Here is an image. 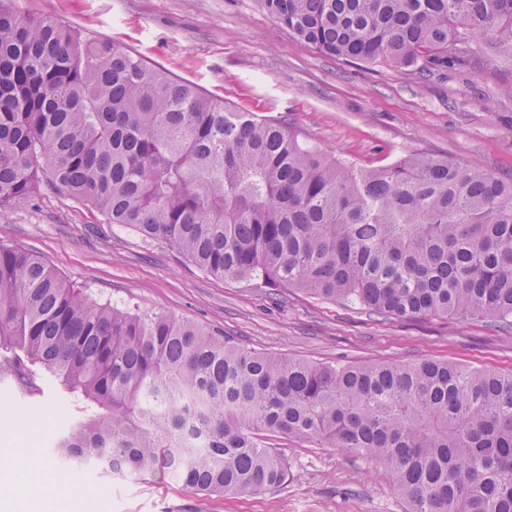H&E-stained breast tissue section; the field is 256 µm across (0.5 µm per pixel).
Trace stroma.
Segmentation results:
<instances>
[{
	"label": "stroma",
	"mask_w": 512,
	"mask_h": 512,
	"mask_svg": "<svg viewBox=\"0 0 512 512\" xmlns=\"http://www.w3.org/2000/svg\"><path fill=\"white\" fill-rule=\"evenodd\" d=\"M52 16L241 109L287 123L330 157L361 167L431 151L512 178V61L478 50L470 65L423 77L388 62L346 61L294 38L258 0H40ZM0 245L18 247L99 301L163 310L260 352L314 363L449 361L512 373V331L481 318L383 317L295 288L211 277L169 244L105 223L43 187L0 209ZM0 383V448L25 446L43 512H404L383 466L337 448L279 439L278 489L201 496L162 475L76 476L80 490L43 493L55 419L73 407L52 392L26 403Z\"/></svg>",
	"instance_id": "stroma-1"
}]
</instances>
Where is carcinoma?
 <instances>
[{"label": "carcinoma", "mask_w": 512, "mask_h": 512, "mask_svg": "<svg viewBox=\"0 0 512 512\" xmlns=\"http://www.w3.org/2000/svg\"><path fill=\"white\" fill-rule=\"evenodd\" d=\"M260 2L346 61L429 76L477 46L512 58V0ZM44 185L212 277L512 325V179L429 152L368 169L329 159L131 51L0 5V208ZM2 378L72 404L50 447L70 471L262 492L288 482L274 440L290 438L385 466L405 512H512V374L247 350L94 301L0 246Z\"/></svg>", "instance_id": "cac0c4a2"}]
</instances>
